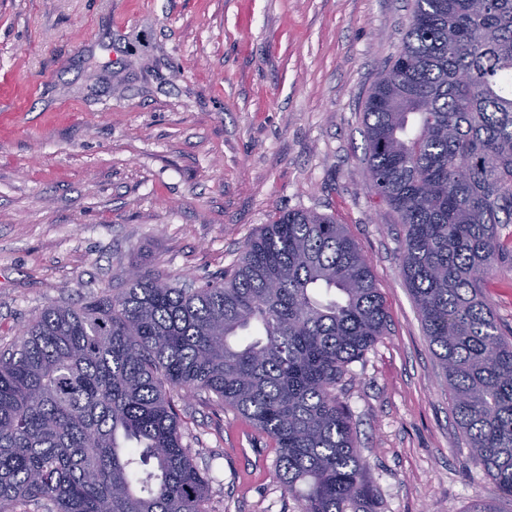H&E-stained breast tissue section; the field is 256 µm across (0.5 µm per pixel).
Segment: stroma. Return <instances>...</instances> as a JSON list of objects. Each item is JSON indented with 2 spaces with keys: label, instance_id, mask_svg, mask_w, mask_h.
<instances>
[{
  "label": "stroma",
  "instance_id": "1",
  "mask_svg": "<svg viewBox=\"0 0 512 512\" xmlns=\"http://www.w3.org/2000/svg\"><path fill=\"white\" fill-rule=\"evenodd\" d=\"M414 0H0V344L133 266L201 284L264 224L315 212L369 261L387 330L341 395L376 512H467L491 488L370 189L364 102ZM214 512H295L234 412L171 393Z\"/></svg>",
  "mask_w": 512,
  "mask_h": 512
}]
</instances>
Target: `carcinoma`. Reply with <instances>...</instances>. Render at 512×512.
Wrapping results in <instances>:
<instances>
[{
  "label": "carcinoma",
  "instance_id": "1",
  "mask_svg": "<svg viewBox=\"0 0 512 512\" xmlns=\"http://www.w3.org/2000/svg\"><path fill=\"white\" fill-rule=\"evenodd\" d=\"M364 125L450 413L492 481L470 512H497L512 498V327L484 294L512 271V0H416ZM386 327L356 242L308 212L276 217L196 288L137 270L50 304L0 348V512H211L173 389L266 436L297 512H375L337 390Z\"/></svg>",
  "mask_w": 512,
  "mask_h": 512
}]
</instances>
